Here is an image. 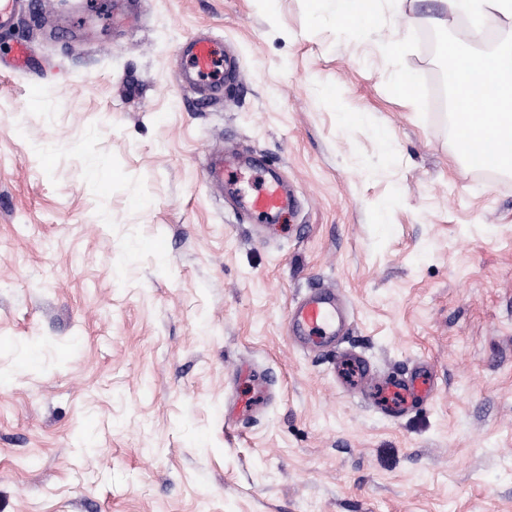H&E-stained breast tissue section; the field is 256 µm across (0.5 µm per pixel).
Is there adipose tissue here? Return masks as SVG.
I'll return each mask as SVG.
<instances>
[{
	"mask_svg": "<svg viewBox=\"0 0 512 512\" xmlns=\"http://www.w3.org/2000/svg\"><path fill=\"white\" fill-rule=\"evenodd\" d=\"M449 8L472 16L476 29L490 27L499 18L512 17V0H447ZM447 53L462 56V65L450 75L454 90L457 142L494 144L492 166L512 171V45L500 47L490 58L462 55L456 45Z\"/></svg>",
	"mask_w": 512,
	"mask_h": 512,
	"instance_id": "adipose-tissue-1",
	"label": "adipose tissue"
}]
</instances>
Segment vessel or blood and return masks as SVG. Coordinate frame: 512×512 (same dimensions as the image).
Wrapping results in <instances>:
<instances>
[{
    "mask_svg": "<svg viewBox=\"0 0 512 512\" xmlns=\"http://www.w3.org/2000/svg\"><path fill=\"white\" fill-rule=\"evenodd\" d=\"M181 55L186 66L179 74L180 81L201 85L215 97L223 94L224 77L231 74L232 67L218 42L201 37L188 39L182 46ZM40 69L37 58L24 42L0 43V71L33 74ZM239 205L248 216H268L292 207L293 201L283 184L273 179L256 195L240 199ZM289 326L293 335L308 345L320 348L334 342L342 329L335 291L329 288L310 291L292 308ZM355 366L367 384L379 386L387 393L386 408L392 414L404 413L412 406L428 401L433 394L432 379L423 374L416 372L407 377L390 375L377 379L370 376L365 361L356 360Z\"/></svg>",
    "mask_w": 512,
    "mask_h": 512,
    "instance_id": "b4317fda",
    "label": "vessel or blood"
}]
</instances>
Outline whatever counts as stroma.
Returning a JSON list of instances; mask_svg holds the SVG:
<instances>
[{
    "label": "stroma",
    "instance_id": "35a3bbf8",
    "mask_svg": "<svg viewBox=\"0 0 512 512\" xmlns=\"http://www.w3.org/2000/svg\"><path fill=\"white\" fill-rule=\"evenodd\" d=\"M90 2L21 13L40 88L0 73V512H512V174L466 166L437 86L445 45L491 55L512 18L143 0L119 28ZM200 34L238 62L219 100L177 79ZM273 174L294 213L242 221L227 199ZM315 284L428 404L389 417L293 340ZM318 6L336 21L340 27L356 24L364 29L378 20L376 10L371 9V1L367 0H318ZM365 3H369L365 7Z\"/></svg>",
    "mask_w": 512,
    "mask_h": 512
}]
</instances>
